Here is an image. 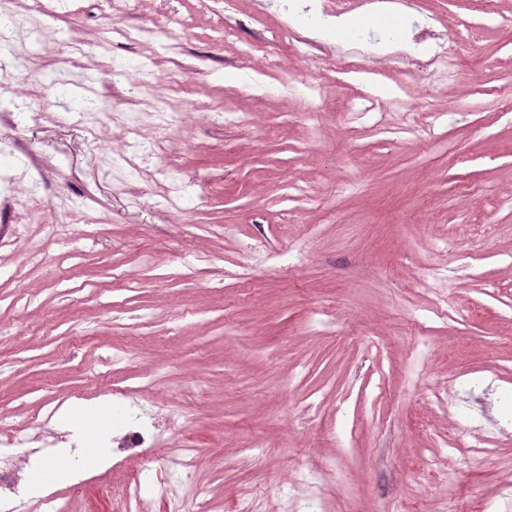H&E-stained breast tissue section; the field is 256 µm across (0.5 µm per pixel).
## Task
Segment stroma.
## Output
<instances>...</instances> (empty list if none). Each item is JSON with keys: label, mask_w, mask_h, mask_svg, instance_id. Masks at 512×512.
I'll return each instance as SVG.
<instances>
[{"label": "stroma", "mask_w": 512, "mask_h": 512, "mask_svg": "<svg viewBox=\"0 0 512 512\" xmlns=\"http://www.w3.org/2000/svg\"><path fill=\"white\" fill-rule=\"evenodd\" d=\"M387 10L430 18L436 42L466 38L469 54L427 76L383 55L328 72L321 56L348 65L358 39L303 44L317 18L294 0H77L40 16L80 40L85 66L32 47L50 61L47 117L0 126V140L21 138L47 198L82 212L43 213L53 240L0 223V420L40 421L0 462L68 465L43 494L124 512L128 477L175 470L153 448L113 464L103 438L131 386L186 413L167 434L198 450L185 512H231L246 491L261 512H315L296 492L312 477L335 512H512V0ZM175 12L190 22L178 53L112 37L116 20L167 31ZM112 59L127 74L108 83ZM177 68L189 99L227 119L189 118L168 144L162 166L185 185L170 213L153 171L118 158L121 129L79 122L75 89L93 78L130 112L140 70ZM287 76L313 97L283 92ZM380 87L424 103L410 130L401 113H367ZM36 248L53 262H30ZM475 423L489 449L459 444Z\"/></svg>", "instance_id": "35a3bbf8"}]
</instances>
